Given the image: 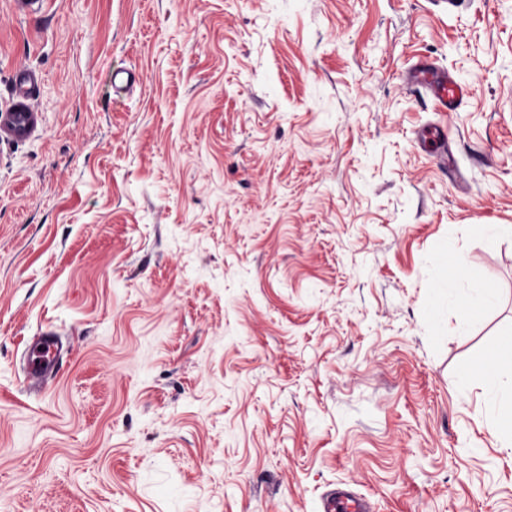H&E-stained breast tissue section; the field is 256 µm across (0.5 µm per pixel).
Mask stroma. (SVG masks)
Masks as SVG:
<instances>
[{"label":"stroma","instance_id":"stroma-1","mask_svg":"<svg viewBox=\"0 0 512 512\" xmlns=\"http://www.w3.org/2000/svg\"><path fill=\"white\" fill-rule=\"evenodd\" d=\"M421 60L460 111L409 89ZM21 68L0 512H320L341 482L512 512V376L480 373L512 331V0H0V113ZM45 331L73 351L36 396ZM415 78L431 91L439 112H457L463 104L466 91L448 71L422 64Z\"/></svg>","mask_w":512,"mask_h":512}]
</instances>
